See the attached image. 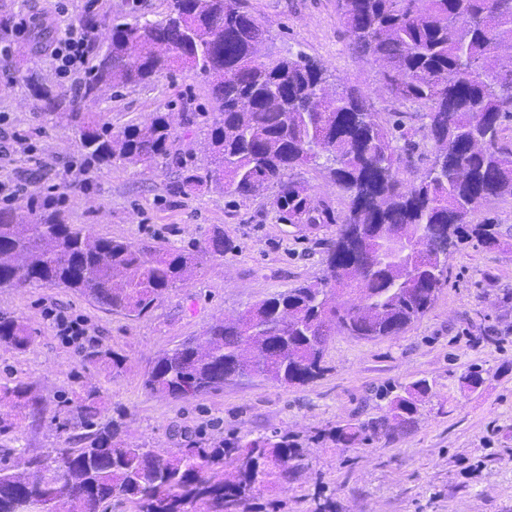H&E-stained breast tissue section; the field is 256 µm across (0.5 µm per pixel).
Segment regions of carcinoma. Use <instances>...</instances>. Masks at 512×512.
I'll return each instance as SVG.
<instances>
[{"label":"carcinoma","mask_w":512,"mask_h":512,"mask_svg":"<svg viewBox=\"0 0 512 512\" xmlns=\"http://www.w3.org/2000/svg\"><path fill=\"white\" fill-rule=\"evenodd\" d=\"M352 50L376 68L396 100L424 110L423 138L434 147L430 167L408 182L410 155L393 145L407 139L402 124H385L367 94L345 85L326 92L328 77L303 52L255 55L265 36L242 0H169L161 20L128 22L108 16L84 19L95 32L109 27L105 52L91 42L94 64L67 99L40 82L28 83L40 111L78 138L80 167L102 170L121 160L149 168L170 155L172 113L114 128L88 107L105 89L146 83L163 71L189 67L212 81L213 112L202 113L210 165L179 162L178 193L205 187L248 200L274 189L273 204L287 224L339 223L327 242L321 276L274 294L218 320L202 336L158 353L142 383L151 393L189 399L224 388V373L245 370L253 378L304 385L325 370L326 330L374 339L394 336L432 306L447 281L448 259L458 244L498 243L491 222L472 214L499 197H512V64L486 65L492 51L512 48V0H336ZM324 158L329 179L348 199L336 220L294 170ZM431 235L435 256L414 246ZM235 248L216 231L202 244L172 248L158 241L131 244L70 224L51 194L29 197L23 208H0V288L35 285L68 288L110 313L139 317L170 289L187 284L208 255ZM35 329L0 315V345L24 352ZM86 367L118 375L125 358L92 346ZM428 380L380 392L387 410L379 417L339 424L328 432L337 446L411 426ZM0 435L16 421H40L47 406L34 383L0 382ZM68 477L36 480L22 496L11 474L20 466L43 470L56 449L33 458L25 449L0 462V512H38L55 502L64 512H237L258 484L285 485L304 461L294 437L274 430L230 434L190 448L163 450L127 442L121 425L98 421L101 394L84 387L67 410Z\"/></svg>","instance_id":"1"}]
</instances>
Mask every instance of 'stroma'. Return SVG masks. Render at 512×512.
Wrapping results in <instances>:
<instances>
[{
  "mask_svg": "<svg viewBox=\"0 0 512 512\" xmlns=\"http://www.w3.org/2000/svg\"><path fill=\"white\" fill-rule=\"evenodd\" d=\"M87 0H0V207L25 205L30 196L54 190L67 221L87 224L100 236L132 244L156 239L177 248L204 241L213 231L234 240L233 252L204 260L185 286L169 291L139 317L108 313L65 288L0 290V314L25 319L36 331L23 352L0 347V379L33 381L49 407L74 398L83 386L99 387L103 419L122 422L126 436L154 448L184 447L188 440L231 433L279 430L297 435L310 463L286 486H259L248 512H313L323 492L335 512H512V198L478 209L474 223L500 224L498 246L470 242L449 260L448 281L430 310L396 336L366 340L335 334L324 353V374L305 385L252 379L190 400L150 393L142 385L149 361L203 333L216 318L232 317L272 294L319 276L325 242L337 227L284 224L273 192L238 200L200 189L173 192L176 157L206 165L205 130L181 122L184 112L212 109V85L177 68L152 82L106 91L93 112L113 126L138 123L152 112L177 115L173 156L142 170L116 162L83 175L74 137L55 127L30 96L25 77L36 73L62 95L59 82L36 50L37 32L15 35L13 20L48 22L54 32L81 21ZM266 31L262 53L304 52L326 69L329 86L357 84L387 122L401 121L417 147L405 179L431 164L434 150L423 138V111L390 97L370 61L354 54L336 12V0H245ZM295 178L335 216L346 199L322 163L297 169ZM82 331L74 338L64 326ZM90 345L126 359L117 376L81 363ZM482 371L475 389L462 377ZM429 380L432 389L416 424L392 437L336 447L325 434L343 421L382 415L377 390ZM61 435L50 421L21 422L0 436V449L49 448Z\"/></svg>",
  "mask_w": 512,
  "mask_h": 512,
  "instance_id": "1",
  "label": "stroma"
}]
</instances>
